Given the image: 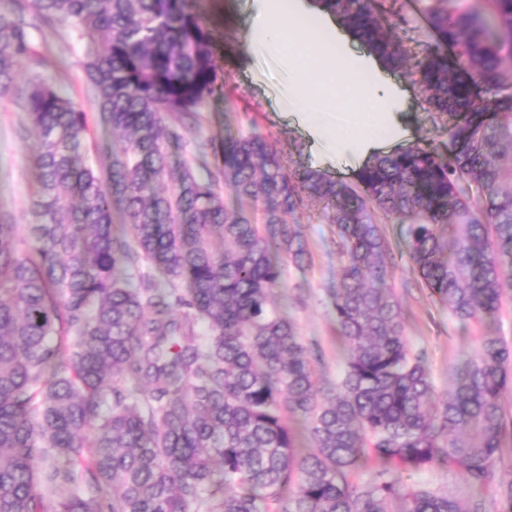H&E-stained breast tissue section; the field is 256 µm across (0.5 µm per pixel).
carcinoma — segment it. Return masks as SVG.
<instances>
[{
    "mask_svg": "<svg viewBox=\"0 0 512 512\" xmlns=\"http://www.w3.org/2000/svg\"><path fill=\"white\" fill-rule=\"evenodd\" d=\"M11 2L0 96L23 61H45L32 31L63 25L113 148L106 170L88 164L87 114L30 76L19 106L40 140L39 189L24 231L0 221V512H488L397 473L490 482L512 443V344L483 337L437 393L386 285L376 213L399 218L414 271L451 315L496 317L512 274V0H425L435 43L411 75L431 111L454 115L448 142L375 155L353 184L285 172L256 133L213 145L205 179L189 162L172 171L177 123L224 92L191 0ZM314 2L388 69L406 66L381 20L399 0ZM305 191L347 258L332 309L346 364L328 385L274 301L281 254L303 258L285 216ZM371 461L373 478L353 482ZM399 474L406 483L421 485L433 490H454L457 494H459L460 486L463 483L462 475L450 468L427 467L414 472L401 471Z\"/></svg>",
    "mask_w": 512,
    "mask_h": 512,
    "instance_id": "carcinoma-1",
    "label": "carcinoma"
}]
</instances>
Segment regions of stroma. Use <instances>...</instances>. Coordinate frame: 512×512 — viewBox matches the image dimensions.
Wrapping results in <instances>:
<instances>
[{"label":"stroma","mask_w":512,"mask_h":512,"mask_svg":"<svg viewBox=\"0 0 512 512\" xmlns=\"http://www.w3.org/2000/svg\"><path fill=\"white\" fill-rule=\"evenodd\" d=\"M193 7L211 31L217 61L224 73V92L209 99L198 122L185 130L186 148H170L172 164L195 160L196 149L210 141L257 133L276 146L285 170H319L352 180L363 157L353 148H339L324 128L318 131L317 150H310L297 117L288 113V106L297 98L288 80V55L248 36L258 9L257 0H194ZM392 24L411 60L421 58L434 42L421 17L419 0H401L400 13ZM33 45L46 57L39 69L42 78L86 112L93 143L110 140L111 134L100 125L91 101L81 47L59 26L34 31ZM29 77V66H22L15 92L0 101V216L19 225L30 221V200L37 188L33 159L39 142L17 99L18 90L25 88ZM394 77L408 94L395 116L385 119L382 125V134L391 147L446 140L452 118L428 110L408 71H397ZM287 221L298 225L306 258L299 265L282 259L276 303L294 322L304 344L320 346L323 358L315 365L318 378L333 381L345 360L331 316V290L344 262L337 230L328 223L322 204L314 198L305 199ZM382 226L392 247L388 283L403 310L408 346L411 352L425 355L436 391L445 392L453 381V369L478 354L487 333L512 342V279L504 283V306L496 320L459 321L431 298L413 272L404 253L400 224L386 218Z\"/></svg>","instance_id":"obj_1"}]
</instances>
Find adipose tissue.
Masks as SVG:
<instances>
[{"mask_svg":"<svg viewBox=\"0 0 512 512\" xmlns=\"http://www.w3.org/2000/svg\"><path fill=\"white\" fill-rule=\"evenodd\" d=\"M305 18L314 19L315 26L307 31L289 72L292 84L300 91L304 90L316 68L325 67L326 59L334 56L340 58L350 53L351 35L331 13L315 6L313 0H293L291 8L285 12L261 9L251 29L252 35L260 37L267 45L284 48L298 32L299 21ZM357 68L365 79L364 84L359 85L358 93L368 104L369 110L359 116L354 129L337 131L336 137L341 145L355 146L359 154L366 157L386 146L378 129L377 116L394 112L406 91L394 81L375 54L367 52L359 55Z\"/></svg>","mask_w":512,"mask_h":512,"instance_id":"obj_1","label":"adipose tissue"}]
</instances>
